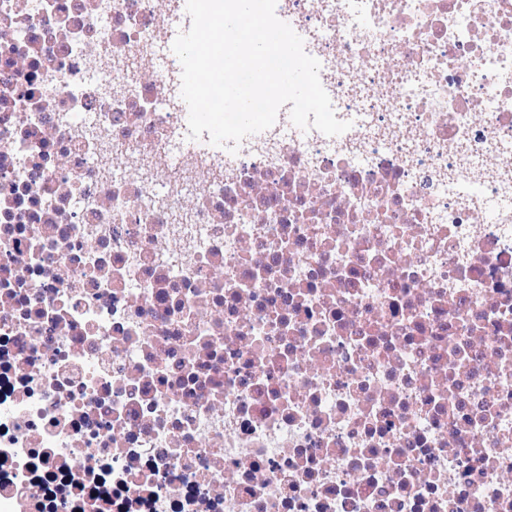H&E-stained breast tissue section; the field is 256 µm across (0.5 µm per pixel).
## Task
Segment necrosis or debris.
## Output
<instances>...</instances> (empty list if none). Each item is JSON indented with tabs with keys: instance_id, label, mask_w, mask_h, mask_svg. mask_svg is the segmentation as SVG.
Here are the masks:
<instances>
[{
	"instance_id": "4bbe7bcc",
	"label": "necrosis or debris",
	"mask_w": 512,
	"mask_h": 512,
	"mask_svg": "<svg viewBox=\"0 0 512 512\" xmlns=\"http://www.w3.org/2000/svg\"><path fill=\"white\" fill-rule=\"evenodd\" d=\"M184 10L0 0V512H512V0H277L230 156Z\"/></svg>"
}]
</instances>
